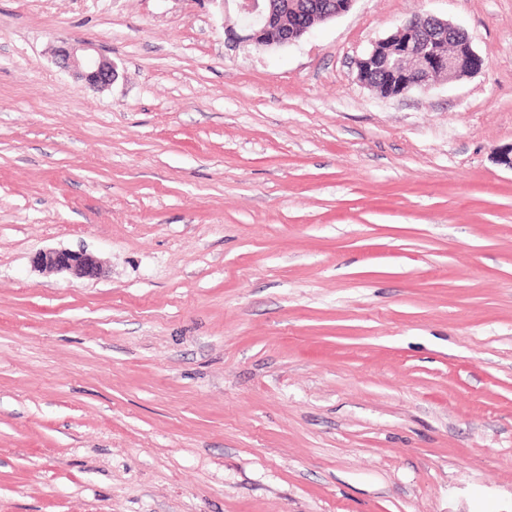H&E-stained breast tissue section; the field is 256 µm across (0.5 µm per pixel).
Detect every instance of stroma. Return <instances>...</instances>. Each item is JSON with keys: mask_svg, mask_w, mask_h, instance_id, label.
<instances>
[{"mask_svg": "<svg viewBox=\"0 0 512 512\" xmlns=\"http://www.w3.org/2000/svg\"><path fill=\"white\" fill-rule=\"evenodd\" d=\"M426 15L485 67L361 84ZM234 21L0 0V512H512V0ZM226 5L236 4L240 24L229 25L226 38L231 47L245 43H262L266 48L281 47L299 41L308 31L306 21L297 20L288 32L281 27L278 17L267 8L269 0H216ZM240 29L242 33L237 31ZM59 63L63 67L73 64L81 68L82 76L93 86L108 87L116 77V67L112 61L103 56L91 54L78 59L75 48H61L59 51ZM34 262L42 268L66 272L77 279L93 278L99 274L98 261L84 251L49 249L38 253Z\"/></svg>", "mask_w": 512, "mask_h": 512, "instance_id": "1", "label": "stroma"}]
</instances>
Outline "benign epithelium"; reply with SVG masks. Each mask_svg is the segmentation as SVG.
<instances>
[{"label":"benign epithelium","mask_w":512,"mask_h":512,"mask_svg":"<svg viewBox=\"0 0 512 512\" xmlns=\"http://www.w3.org/2000/svg\"><path fill=\"white\" fill-rule=\"evenodd\" d=\"M236 4L239 22L227 27L226 38L232 47L245 43H261L267 48L281 47L299 41L308 31L307 22L297 20L293 31L281 27L278 17L267 8L268 0H220ZM410 23L376 42L357 62L359 81L370 85L371 75L379 70L384 76L385 96L405 95L415 89L431 86L438 73L453 81L482 70L485 60L474 50L468 37L455 42L454 50L446 48V36L460 29L433 15L417 27L419 35L404 36ZM60 64H73L82 70L85 80L97 87H108L116 77V67L103 56L85 55L77 58L73 48L59 50ZM36 265L58 272H66L77 279L93 278L99 274L96 258L84 251L49 249L38 253Z\"/></svg>","instance_id":"benign-epithelium-1"}]
</instances>
